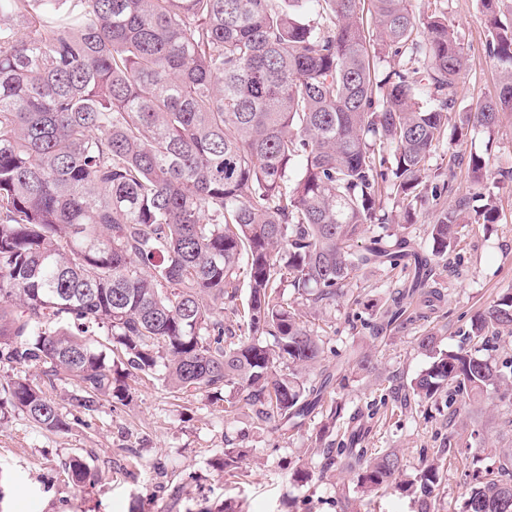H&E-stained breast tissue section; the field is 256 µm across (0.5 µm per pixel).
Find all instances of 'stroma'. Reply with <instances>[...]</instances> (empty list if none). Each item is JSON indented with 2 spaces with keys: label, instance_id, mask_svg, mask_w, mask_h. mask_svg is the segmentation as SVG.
Masks as SVG:
<instances>
[{
  "label": "stroma",
  "instance_id": "obj_1",
  "mask_svg": "<svg viewBox=\"0 0 512 512\" xmlns=\"http://www.w3.org/2000/svg\"><path fill=\"white\" fill-rule=\"evenodd\" d=\"M448 20L461 35L468 66L458 81V105L467 107L494 97L497 69L487 56L485 27L477 0H447ZM465 151L488 157L483 185L494 193L499 219L494 224L464 225L457 246L438 263L434 278L444 299L436 313L409 306L405 327H393L374 338L369 327L378 309L397 287V275L377 269L357 272L350 297L331 307L305 303L302 319L310 327L332 323L334 355L324 361L336 368L369 355L370 372L347 370L336 390L347 409H359L366 429L365 447L396 451L409 479L436 451H443L441 485L432 512H459L467 474L480 468L498 474V452L512 448V395H489L477 403L414 402L408 408L380 405L382 394L405 393L411 379L428 363L416 338L435 333L442 347L467 346L471 317L512 289V183L499 171L512 168V113L502 114L492 131H472ZM45 385L69 431L40 428L24 415H0V512H220L225 502L243 512H417L414 495L388 489L362 494L353 472L342 464L322 469V449L309 432L283 439L259 428L248 412L225 415L223 403L204 392L177 399L159 382L129 377L133 400L128 405L101 402L91 413L74 407L65 375L47 379L39 368L23 370L0 364V384L16 375ZM245 456L249 475L237 481L217 464L224 449ZM83 455L99 478L77 486L63 472L71 456ZM308 468L310 481L293 482L297 469ZM184 480L179 502L161 488L164 476Z\"/></svg>",
  "mask_w": 512,
  "mask_h": 512
}]
</instances>
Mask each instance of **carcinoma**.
I'll list each match as a JSON object with an SVG mask.
<instances>
[{"mask_svg":"<svg viewBox=\"0 0 512 512\" xmlns=\"http://www.w3.org/2000/svg\"><path fill=\"white\" fill-rule=\"evenodd\" d=\"M503 2L480 0L498 92L458 113L456 145L512 112ZM466 63L445 9L417 15L410 0H0V362L64 372L88 412L127 404L126 379L141 372L171 394L209 393L227 415L247 410L271 433L320 414L322 467L339 457L363 494L388 487L403 470L395 451L361 447L353 426L332 439L344 404L321 369L330 337L299 305H335L367 267L401 268L426 307L442 301L433 264L473 197L430 160ZM461 166L482 185L484 156L449 152L448 170ZM427 203L426 251L393 223ZM403 296L382 324L401 319ZM501 333L512 335L511 291L472 317L471 351L416 337L429 363L410 392L511 394L512 364L477 355ZM4 403L70 429L27 377L0 388ZM241 458L226 448L220 467L235 477ZM441 467L433 459L398 486L420 512ZM64 473L97 480L81 455ZM459 512H512V479L477 482Z\"/></svg>","mask_w":512,"mask_h":512,"instance_id":"1","label":"carcinoma"}]
</instances>
